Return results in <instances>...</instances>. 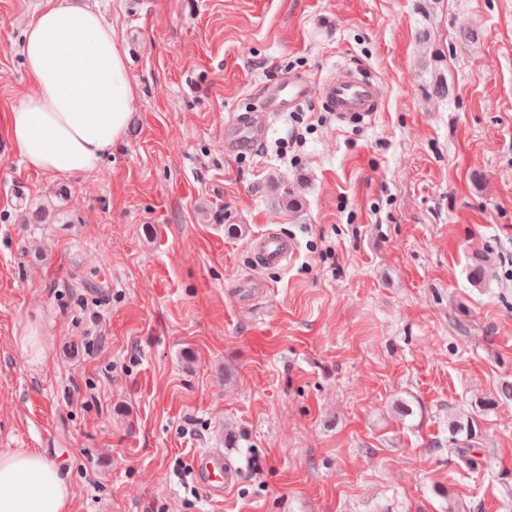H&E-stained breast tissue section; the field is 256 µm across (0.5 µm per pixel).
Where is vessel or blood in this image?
Here are the masks:
<instances>
[{
    "label": "vessel or blood",
    "mask_w": 512,
    "mask_h": 512,
    "mask_svg": "<svg viewBox=\"0 0 512 512\" xmlns=\"http://www.w3.org/2000/svg\"><path fill=\"white\" fill-rule=\"evenodd\" d=\"M314 94L343 122H364L373 117L379 106L377 86L351 69L337 70L316 86L305 78L292 77L265 88L262 111L238 114L225 123V154L236 156L262 145L269 136L272 115L296 111ZM296 250L293 239L274 229L256 234L249 242L251 258L261 269L286 266ZM191 471L197 485L216 501L223 499L239 475L237 467L220 448L196 452L191 459Z\"/></svg>",
    "instance_id": "b4317fda"
}]
</instances>
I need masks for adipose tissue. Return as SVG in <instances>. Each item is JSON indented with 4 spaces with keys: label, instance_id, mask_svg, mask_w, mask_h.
<instances>
[{
    "label": "adipose tissue",
    "instance_id": "obj_1",
    "mask_svg": "<svg viewBox=\"0 0 512 512\" xmlns=\"http://www.w3.org/2000/svg\"><path fill=\"white\" fill-rule=\"evenodd\" d=\"M34 93L7 115L28 169L72 177L98 169L125 131L133 91L124 51L92 8L43 0L20 45ZM61 466L38 451L0 453V512H72Z\"/></svg>",
    "mask_w": 512,
    "mask_h": 512
}]
</instances>
